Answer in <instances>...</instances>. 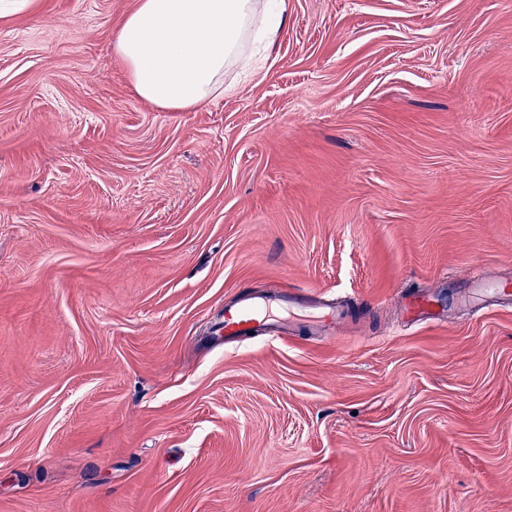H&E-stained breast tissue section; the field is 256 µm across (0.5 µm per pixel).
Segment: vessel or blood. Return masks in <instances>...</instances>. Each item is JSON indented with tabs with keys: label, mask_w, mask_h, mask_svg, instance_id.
<instances>
[{
	"label": "vessel or blood",
	"mask_w": 512,
	"mask_h": 512,
	"mask_svg": "<svg viewBox=\"0 0 512 512\" xmlns=\"http://www.w3.org/2000/svg\"><path fill=\"white\" fill-rule=\"evenodd\" d=\"M406 322H430L439 319L431 294L408 293L399 301ZM301 319L314 327L339 323L341 312L335 304L321 300L312 293L293 296L272 294L245 296L225 307L223 330L225 338H246L257 334L278 336L286 332L290 320Z\"/></svg>",
	"instance_id": "vessel-or-blood-1"
}]
</instances>
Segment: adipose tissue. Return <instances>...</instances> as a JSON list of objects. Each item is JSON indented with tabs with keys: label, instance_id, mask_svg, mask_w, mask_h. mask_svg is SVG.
I'll use <instances>...</instances> for the list:
<instances>
[{
	"label": "adipose tissue",
	"instance_id": "ef3b65f1",
	"mask_svg": "<svg viewBox=\"0 0 512 512\" xmlns=\"http://www.w3.org/2000/svg\"><path fill=\"white\" fill-rule=\"evenodd\" d=\"M287 21L288 0H137L114 50L139 98L194 111L259 75Z\"/></svg>",
	"mask_w": 512,
	"mask_h": 512
}]
</instances>
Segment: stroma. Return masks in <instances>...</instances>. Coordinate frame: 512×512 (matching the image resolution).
Wrapping results in <instances>:
<instances>
[{
	"label": "stroma",
	"mask_w": 512,
	"mask_h": 512,
	"mask_svg": "<svg viewBox=\"0 0 512 512\" xmlns=\"http://www.w3.org/2000/svg\"><path fill=\"white\" fill-rule=\"evenodd\" d=\"M134 5L0 19V512H512V298L456 306L512 279V0H288L193 112L134 92ZM300 290L350 324L220 335ZM399 306L403 319L408 323L430 322L441 315L427 292L405 294L400 298Z\"/></svg>",
	"instance_id": "stroma-1"
}]
</instances>
